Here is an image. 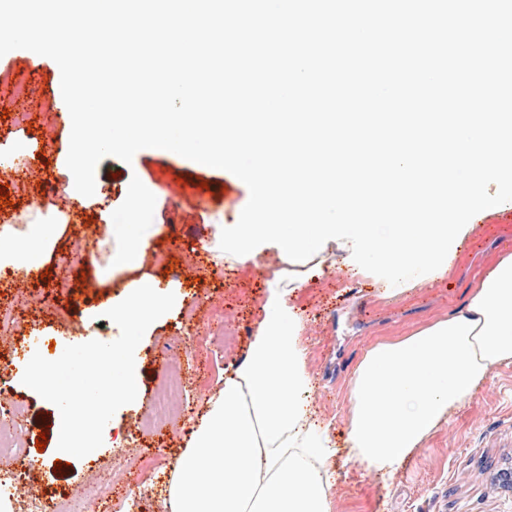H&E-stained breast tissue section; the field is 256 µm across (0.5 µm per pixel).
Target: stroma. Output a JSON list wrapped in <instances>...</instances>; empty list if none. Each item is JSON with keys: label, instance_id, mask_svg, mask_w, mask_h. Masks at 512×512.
<instances>
[{"label": "stroma", "instance_id": "obj_1", "mask_svg": "<svg viewBox=\"0 0 512 512\" xmlns=\"http://www.w3.org/2000/svg\"><path fill=\"white\" fill-rule=\"evenodd\" d=\"M19 82L35 88L28 102L31 123L20 128L0 118V155L24 156L30 167L42 170L56 195L42 207L36 202L40 190L35 182L9 185L11 204L0 207V228L12 227L22 236L30 225H52L54 243L44 258V270H55L63 253L82 258L69 269L66 291L37 273L19 272L14 280L0 283V310L14 320L11 334L0 335V368L13 371L12 387L0 393V402L24 408L18 445L27 454L29 473L21 495L68 503L104 474L110 477L113 495H122L129 475L112 465L118 447L128 457L154 461L162 472L159 487L168 489L172 467L190 445L196 423L221 381L248 353L268 296L271 270L263 262L279 252L265 243L252 260L225 258L214 234L238 222L249 190L232 173L199 169L177 154L147 148L129 163L103 158L98 191L76 199L67 178L71 130L60 69L50 58L16 49L0 57V93H10ZM133 185L152 192L149 208L137 218L145 226L146 260L115 273L109 257L120 238L108 240L86 233L84 227L89 222L123 223ZM471 222L447 276L417 282L392 299L380 298L368 280L347 277L350 253L336 239L328 240L322 250L326 264L288 267V279L303 276L309 281L308 287L292 294L303 316L313 379L309 403L340 450L328 461L329 469L339 474L330 489L332 512H501L508 498L494 477L512 467V363L495 367L448 423L412 454V467L400 469L390 485L349 462L344 451L352 411L350 385L365 352L379 340L447 318L465 301L478 273L501 252L512 232V202L479 212ZM84 274L96 277L98 288L84 289ZM145 276L154 279L158 292L174 294L175 304L150 325L135 349L139 394L116 411L99 448L81 458L60 451L54 441L59 410L23 384L25 367L37 353L55 360L69 345L115 341L120 330L115 325L102 328L103 315ZM219 329L235 330L236 336L224 348L222 370L212 375L205 356L192 350L203 346L207 331ZM167 374L179 378L186 389L180 415L166 425L131 433L130 425L149 415L159 380ZM41 434L47 443L40 451L36 439Z\"/></svg>", "mask_w": 512, "mask_h": 512}]
</instances>
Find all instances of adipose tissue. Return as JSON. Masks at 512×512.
Instances as JSON below:
<instances>
[{"instance_id":"adipose-tissue-1","label":"adipose tissue","mask_w":512,"mask_h":512,"mask_svg":"<svg viewBox=\"0 0 512 512\" xmlns=\"http://www.w3.org/2000/svg\"><path fill=\"white\" fill-rule=\"evenodd\" d=\"M47 225L0 243V266L39 270ZM268 282L256 335L225 378L190 447L175 462L172 512H331L335 445L309 410L312 385L302 318ZM512 361V251L477 278L448 318L371 347L354 371L348 455L363 469L393 477L451 412L499 364Z\"/></svg>"}]
</instances>
